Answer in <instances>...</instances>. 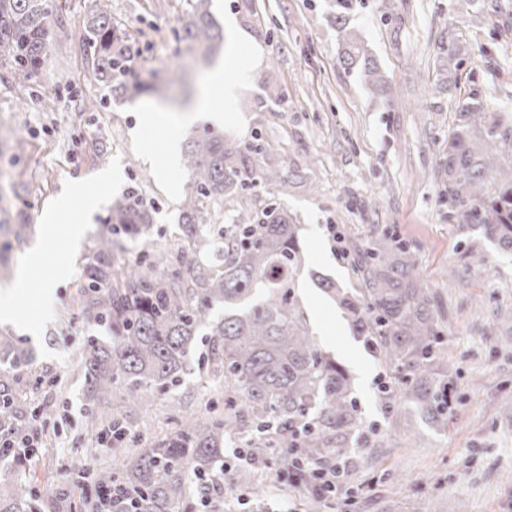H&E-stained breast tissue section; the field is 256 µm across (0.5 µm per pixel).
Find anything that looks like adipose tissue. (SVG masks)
Here are the masks:
<instances>
[{
    "mask_svg": "<svg viewBox=\"0 0 512 512\" xmlns=\"http://www.w3.org/2000/svg\"><path fill=\"white\" fill-rule=\"evenodd\" d=\"M232 41V52L223 62L217 63L208 75V91L203 92L196 103L181 114L179 122L182 129L223 124L225 113L233 111L237 82L259 62L261 50L249 45L246 37L238 31L233 32ZM219 90L223 91L224 97L221 106L217 107L213 104V94Z\"/></svg>",
    "mask_w": 512,
    "mask_h": 512,
    "instance_id": "adipose-tissue-1",
    "label": "adipose tissue"
}]
</instances>
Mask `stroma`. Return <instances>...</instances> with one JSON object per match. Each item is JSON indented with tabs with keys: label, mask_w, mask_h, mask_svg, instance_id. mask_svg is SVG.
I'll list each match as a JSON object with an SVG mask.
<instances>
[{
	"label": "stroma",
	"mask_w": 512,
	"mask_h": 512,
	"mask_svg": "<svg viewBox=\"0 0 512 512\" xmlns=\"http://www.w3.org/2000/svg\"><path fill=\"white\" fill-rule=\"evenodd\" d=\"M50 24L54 40L34 80L14 78L0 63V206L21 211L31 231L10 252L12 276H19L31 251L43 257L25 292L12 300L17 321L0 322V334L31 348L38 387H24L33 404L57 412L56 436L45 464L56 484L72 474L73 462L110 460L97 435L86 426L83 387L74 368L87 341L62 334L81 321V273L103 228L109 207L129 186L140 185L156 210L147 233L118 235V264L129 266L144 252L173 250L180 238L179 206L191 185L184 163H166L169 127L141 128L137 106L150 93L106 101V89L92 75L83 39L92 0H58ZM111 14L140 49L139 69L194 66L192 52L178 44L174 29L192 9V0H110ZM330 0H212L217 24L233 21L264 57L240 89L222 134L237 142L261 136L279 143L281 166L304 168L308 156L319 163L311 178L317 192L291 189L284 202L300 226L305 263L296 291L322 352L346 366L355 395L375 442L359 467L348 472L349 504L329 501L322 512H512V325L498 322V309L512 306V261L489 252L487 268H465L463 247L439 191L444 177L451 102L432 108L422 103L426 84L436 79L433 46L442 31L457 27L475 44L494 42L493 58L473 54L460 71V87L477 85L489 110L512 104V31L493 26L467 0H359L351 25L374 54L391 88L384 99L357 74L336 64L339 34L330 21ZM50 96L45 110L34 103ZM95 108H86V101ZM106 161H98L99 151ZM82 185L97 199L92 218L83 200L68 196ZM66 211L55 229L43 216L61 196ZM85 224L79 246L66 229ZM393 228L417 253L418 272L442 314V336L453 376L448 426L434 430L416 423L401 432L387 427L388 413L377 376L382 368L356 336L320 280L342 288L356 285L353 241L369 242L378 230ZM341 231L334 249L331 230ZM71 275L57 289L58 302L43 312L40 292L57 264ZM224 390L207 379L188 377L171 393L157 397L142 419L158 438L170 434L178 405L223 400ZM245 461L231 457L224 476L225 497H236L235 512H306L294 484L273 486L263 510H256L238 474Z\"/></svg>",
	"instance_id": "obj_1"
}]
</instances>
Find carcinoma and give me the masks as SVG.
<instances>
[{"label":"carcinoma","instance_id":"obj_1","mask_svg":"<svg viewBox=\"0 0 512 512\" xmlns=\"http://www.w3.org/2000/svg\"><path fill=\"white\" fill-rule=\"evenodd\" d=\"M52 0H0V62L15 77L33 80L52 42ZM211 0H193L180 20L176 40L211 58L221 36L210 14ZM356 0H334L332 18L342 33L338 65L357 73L378 94L384 75L350 30ZM479 10L512 26V0H482ZM95 79L112 100L125 98L140 82L128 80L135 55L125 31L114 21L108 0H95L85 23ZM437 78L431 98L454 103L448 129L441 201L448 221L465 240L461 258L483 268L488 256L475 244L489 243L512 256V111L490 112L481 90L458 93V71L471 45L450 28L435 43ZM279 148L269 140L240 144L222 136L189 142L186 159L193 181L180 205L181 240L175 252L153 253L130 268L117 265L114 234L140 235L153 223L154 207L133 186L113 200L107 232L83 267L81 310L111 331V340L88 339L77 365L85 386L88 424L108 438L112 465L92 468L96 488L121 485L131 496L112 501L111 512H224V484H216V463L224 443L237 438L244 458L265 462L288 446L302 463L293 483L303 504L318 507L320 477L304 462L323 468L351 467L370 444L349 373L317 347L294 291L303 263L298 227L285 204L255 200L224 216V203L261 184L288 193L301 174L281 176L270 161ZM265 161L258 169L254 158ZM12 242L22 243L29 225L7 224ZM358 287L321 283L357 335L379 356L394 382L382 389L394 428L406 410L439 429L448 426V361L439 311L417 271L415 249L387 229L355 249ZM224 316L214 318V309ZM31 356L0 336V433H24L36 421L56 422L49 406H23L17 389ZM224 387V409L179 414L175 428L158 439L128 416L104 405L119 394L149 406L193 373ZM45 451L13 465L22 475L0 489V512H32L63 496L48 474L38 476Z\"/></svg>","mask_w":512,"mask_h":512}]
</instances>
